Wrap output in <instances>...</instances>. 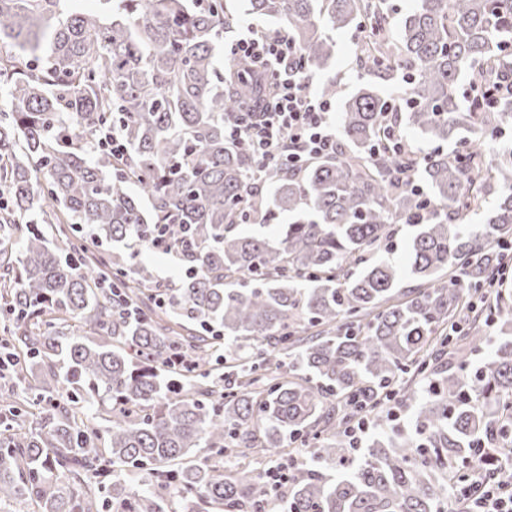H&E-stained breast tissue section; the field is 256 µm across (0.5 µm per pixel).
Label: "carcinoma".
Returning <instances> with one entry per match:
<instances>
[{"label": "carcinoma", "mask_w": 512, "mask_h": 512, "mask_svg": "<svg viewBox=\"0 0 512 512\" xmlns=\"http://www.w3.org/2000/svg\"><path fill=\"white\" fill-rule=\"evenodd\" d=\"M101 2L0 0L14 50L0 54V255L21 243L0 262V512H270L263 477L224 459L296 443L288 512L459 506L472 468L512 456V292L493 304L495 336L472 302L512 245V141L488 147L512 95L459 102L464 74L512 75V0H416L397 37L386 0H248L310 73L331 64L330 32H351L360 69L404 83L394 117L426 144L382 146L392 100L369 82L343 105L337 152L265 175L270 193L224 135L264 89L241 59L216 67L238 11ZM104 126L123 158L98 147ZM415 185L431 202L417 223ZM492 194L493 215L469 223ZM280 214L292 222L273 238L239 231ZM157 224L190 233L170 288L138 260ZM403 224L410 288L377 257ZM400 394L419 395L410 431L353 453L356 413L383 418Z\"/></svg>", "instance_id": "carcinoma-1"}]
</instances>
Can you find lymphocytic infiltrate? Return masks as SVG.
<instances>
[{"label": "lymphocytic infiltrate", "mask_w": 512, "mask_h": 512, "mask_svg": "<svg viewBox=\"0 0 512 512\" xmlns=\"http://www.w3.org/2000/svg\"><path fill=\"white\" fill-rule=\"evenodd\" d=\"M224 52L248 60L252 73L271 86L258 112L225 123L232 143L247 146L265 170L294 168L335 153L332 103L311 91L287 33L250 25ZM465 503L464 512H512V478L476 480Z\"/></svg>", "instance_id": "1"}]
</instances>
